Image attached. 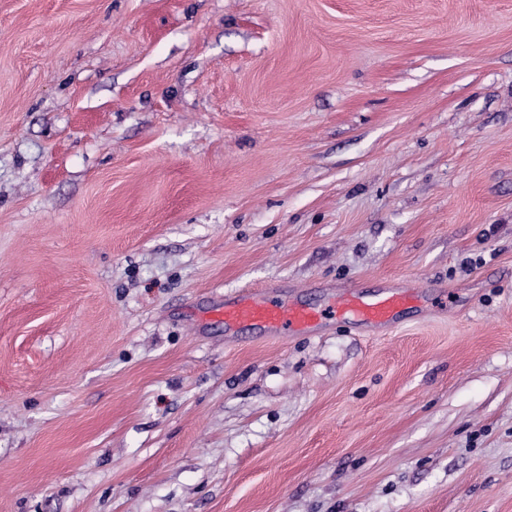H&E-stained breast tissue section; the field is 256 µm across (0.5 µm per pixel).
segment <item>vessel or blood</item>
<instances>
[{"label": "vessel or blood", "instance_id": "vessel-or-blood-1", "mask_svg": "<svg viewBox=\"0 0 512 512\" xmlns=\"http://www.w3.org/2000/svg\"><path fill=\"white\" fill-rule=\"evenodd\" d=\"M416 301V295L408 290L383 293L368 300L356 288L350 287L339 294L333 304L319 308L308 303H288L239 291L225 298L220 315L225 329L258 328L269 338L278 339L291 333L310 332L331 318L354 324L385 326L413 307Z\"/></svg>", "mask_w": 512, "mask_h": 512}]
</instances>
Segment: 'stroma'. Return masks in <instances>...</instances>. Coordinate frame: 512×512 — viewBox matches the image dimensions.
<instances>
[{
    "mask_svg": "<svg viewBox=\"0 0 512 512\" xmlns=\"http://www.w3.org/2000/svg\"><path fill=\"white\" fill-rule=\"evenodd\" d=\"M0 512H512V0H0ZM356 288L348 287L336 297L333 304L325 308L239 291L224 299L220 315L224 319L225 329L259 328L269 338L279 339L288 333L310 332L331 318L354 324L385 326L417 302V296L410 290L383 293L367 300Z\"/></svg>",
    "mask_w": 512,
    "mask_h": 512,
    "instance_id": "1",
    "label": "stroma"
}]
</instances>
